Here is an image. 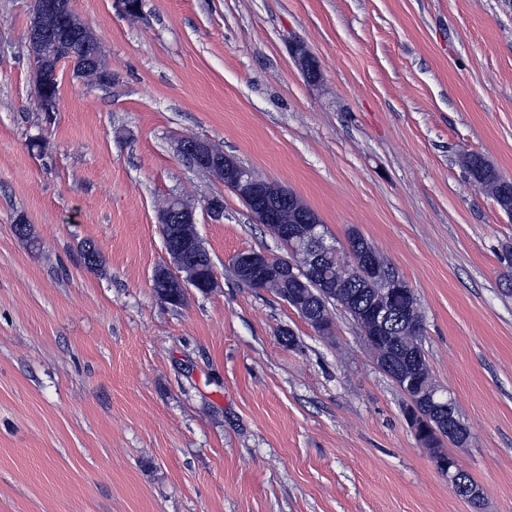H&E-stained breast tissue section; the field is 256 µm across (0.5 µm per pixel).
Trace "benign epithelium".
Segmentation results:
<instances>
[{
	"instance_id": "obj_1",
	"label": "benign epithelium",
	"mask_w": 512,
	"mask_h": 512,
	"mask_svg": "<svg viewBox=\"0 0 512 512\" xmlns=\"http://www.w3.org/2000/svg\"><path fill=\"white\" fill-rule=\"evenodd\" d=\"M60 17V10L53 0H40L33 3L29 25L27 27V41L32 59L35 63L34 82L38 85L47 80L58 81V66L61 62L72 61V57L54 54L51 43L55 41V27L51 24L52 18ZM293 58L297 61L303 73L313 83L321 80V71L316 60L308 54L302 44L293 49ZM175 151L198 169L207 172L224 182L243 201L251 204L252 215L260 224L268 226L277 238L286 239L295 247L303 249L304 265L295 266L286 261H276L265 252H243L231 260V266L236 278L244 283H260L267 278H275L286 289V303L290 307L301 308L306 296L301 289L307 287V281L322 284L321 293L325 297H334L342 301L350 294L343 283L331 282L322 274V253L312 246V241L318 235V215L310 211H293V196L281 192L276 196L268 194L266 188L257 183L252 172L240 165L229 156L214 154L210 143L195 138L188 141L181 138L175 143ZM200 239L196 238L185 244L184 248H175L168 251L174 266L180 275L170 276L166 282L172 289L168 303L177 306L185 298L189 288L208 292L216 286V276L204 277L199 270H195L187 262L186 253L193 247H199ZM407 287L401 280L381 281L376 289L377 297L368 304L362 313L361 330L365 336L380 338L389 336L393 325L402 319L386 302V296L398 288ZM379 369L392 380L398 382L407 397L409 405L415 415H407V420L415 436L431 454L438 453V445L426 438L422 425L429 423L426 413L437 417L443 427L447 428L448 437L434 433V438L448 440L455 447H462L469 441V433L458 431L452 426L449 419L450 406L442 403L440 396L420 388L416 382L405 377L396 361L390 358L377 359ZM440 472L448 478V484L453 492L466 500L478 501L482 498V491L477 484L467 479L465 473L459 468L453 456L443 457L438 462Z\"/></svg>"
}]
</instances>
